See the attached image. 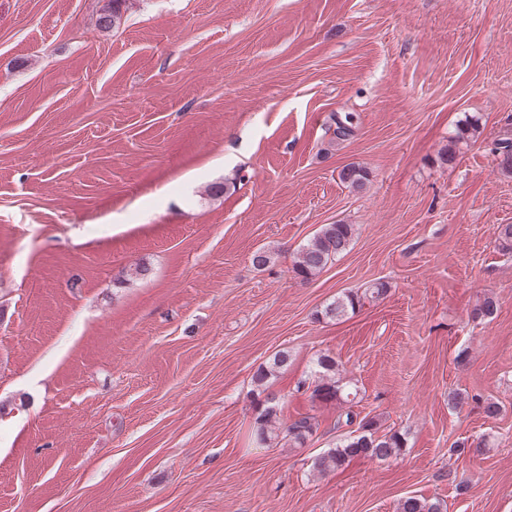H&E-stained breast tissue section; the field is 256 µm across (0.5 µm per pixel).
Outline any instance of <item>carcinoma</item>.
Returning <instances> with one entry per match:
<instances>
[{"label":"carcinoma","instance_id":"carcinoma-1","mask_svg":"<svg viewBox=\"0 0 512 512\" xmlns=\"http://www.w3.org/2000/svg\"><path fill=\"white\" fill-rule=\"evenodd\" d=\"M126 0H108L98 17V26L109 30L116 26L120 19L121 9ZM358 125V116L353 112H336L331 114L326 129L329 147H339L352 139ZM478 133V126L468 120L457 128L455 136L448 146L440 153L441 163L447 164L455 159V143L461 139L473 137ZM498 167L512 174V142L505 141L498 147ZM341 182L353 190H361L369 181L368 170L359 164H347L339 171ZM356 229L352 224H325L319 232L298 251L292 272L302 280H308L318 275L326 266L334 261L350 247ZM387 292L386 285L377 282L365 289L362 294L347 292L329 303L322 312L325 318L339 319L356 310L366 297L378 299ZM288 367V352L280 351L273 357L268 367H261L253 376L255 384L267 387L271 379L277 376L279 370ZM316 380L312 391V399L320 403H356L358 389L346 388L336 379L338 364L332 356L321 354L316 360ZM284 402L276 399V394L269 392L261 408L254 418L255 432L259 441L268 444L278 439V424ZM358 424L359 434H347L336 443V447L317 456L312 461L315 472L324 475L346 467L355 459L369 458L385 461L397 456L404 448V437L394 431L378 434L376 423L372 419L358 418L351 408L341 413L336 419V428ZM318 430V421L310 415L293 419L287 426L288 440L295 445H304ZM398 512H444V503L438 499H428L418 496H408L400 500Z\"/></svg>","mask_w":512,"mask_h":512}]
</instances>
